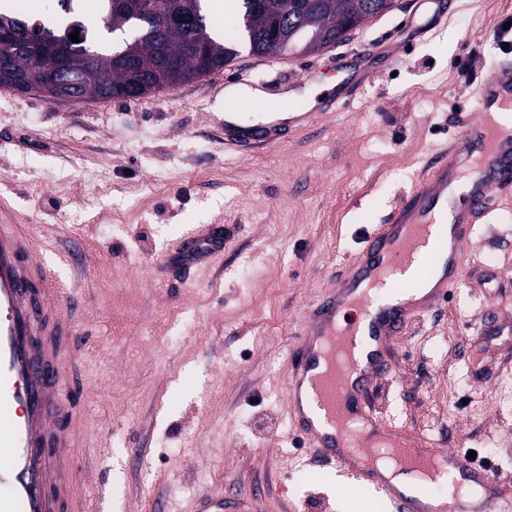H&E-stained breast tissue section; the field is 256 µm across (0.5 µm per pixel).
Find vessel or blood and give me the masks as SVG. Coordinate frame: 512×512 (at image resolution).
Returning a JSON list of instances; mask_svg holds the SVG:
<instances>
[{
	"label": "vessel or blood",
	"mask_w": 512,
	"mask_h": 512,
	"mask_svg": "<svg viewBox=\"0 0 512 512\" xmlns=\"http://www.w3.org/2000/svg\"><path fill=\"white\" fill-rule=\"evenodd\" d=\"M372 75L361 63L328 90L323 109L292 112L287 122L246 126L224 119V145L254 148L280 142L281 128L297 132L321 111L334 112L357 96ZM476 112L420 176L385 223L367 231L359 249L329 276L293 333L287 367L293 431L317 450L323 465L343 472L390 501L395 512H512V484L459 452L426 445L387 422L370 403L374 386L391 378V344L403 325L423 315L459 286L472 227L499 194L512 188V129L500 109L512 108V67L499 66L477 86ZM189 273L197 262L222 263L221 225L197 227L168 250ZM70 265L68 251L38 252L27 234L0 230V512H56L69 494L60 465L39 455L47 441L71 444L59 429L58 377L77 351L80 328L55 303L67 281L50 263ZM400 456L405 472L425 478L434 463L452 468L484 495L461 492L429 504L400 492L365 464L374 453ZM192 512H254L253 498L228 500L223 488L200 495Z\"/></svg>",
	"instance_id": "1"
}]
</instances>
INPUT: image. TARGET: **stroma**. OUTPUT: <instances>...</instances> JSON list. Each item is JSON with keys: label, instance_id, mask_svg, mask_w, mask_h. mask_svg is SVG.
Wrapping results in <instances>:
<instances>
[{"label": "stroma", "instance_id": "obj_1", "mask_svg": "<svg viewBox=\"0 0 512 512\" xmlns=\"http://www.w3.org/2000/svg\"><path fill=\"white\" fill-rule=\"evenodd\" d=\"M396 0L343 42L302 57L241 50L223 70L131 101H49L0 88V212L74 250L86 348L59 381L76 438L73 492L105 512H191L218 486L260 488L256 512H389L341 483L289 422L292 334L328 275L447 147L474 90L512 63L499 33L512 0ZM357 54L374 84L260 151L224 146V111L264 120L318 73ZM265 79L264 105L225 99ZM200 224L224 260L182 283L165 247ZM461 284L394 342L383 417L436 448L475 453L512 479V190L475 226Z\"/></svg>", "mask_w": 512, "mask_h": 512}]
</instances>
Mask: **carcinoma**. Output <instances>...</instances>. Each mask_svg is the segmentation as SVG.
Returning a JSON list of instances; mask_svg holds the SVG:
<instances>
[{"mask_svg":"<svg viewBox=\"0 0 512 512\" xmlns=\"http://www.w3.org/2000/svg\"><path fill=\"white\" fill-rule=\"evenodd\" d=\"M63 29L21 16L0 2V23L14 27L15 45L0 65V87L50 99L58 81L53 46L59 34L79 32L70 43L77 59H89L92 80L82 99H133L187 83L223 68L242 47L259 56L318 51L340 42L351 30L376 17L383 0H234L228 27H212L209 0H100L94 26L77 19L82 0H58ZM199 29L201 46L188 44V30ZM47 47L38 56L22 51L31 38Z\"/></svg>","mask_w":512,"mask_h":512,"instance_id":"1","label":"carcinoma"}]
</instances>
